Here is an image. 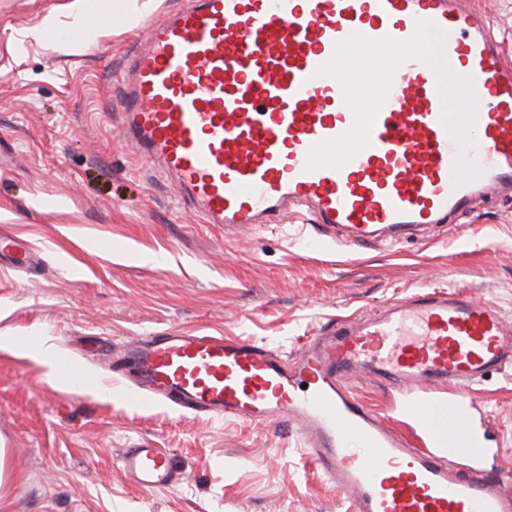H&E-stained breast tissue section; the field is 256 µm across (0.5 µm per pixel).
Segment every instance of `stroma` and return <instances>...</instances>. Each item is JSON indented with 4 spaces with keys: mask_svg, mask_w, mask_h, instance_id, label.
<instances>
[{
    "mask_svg": "<svg viewBox=\"0 0 512 512\" xmlns=\"http://www.w3.org/2000/svg\"><path fill=\"white\" fill-rule=\"evenodd\" d=\"M70 0H0V235L27 241L28 269L0 259V512H348L298 426L127 402L110 357L138 336L198 328L293 358L331 321H361L427 290H454L512 320V198L477 201L423 243L348 245L298 212L239 229L177 204L173 181L125 141L118 83L147 27L187 0H151L128 27L100 12L76 41ZM484 12L512 61V0ZM58 36L35 31L46 16ZM49 346L96 382L62 385ZM512 468V368L470 391ZM165 449L182 482L133 484L122 449Z\"/></svg>",
    "mask_w": 512,
    "mask_h": 512,
    "instance_id": "35a3bbf8",
    "label": "stroma"
}]
</instances>
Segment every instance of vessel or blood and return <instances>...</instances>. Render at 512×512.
I'll use <instances>...</instances> for the list:
<instances>
[{
	"label": "vessel or blood",
	"instance_id": "b4317fda",
	"mask_svg": "<svg viewBox=\"0 0 512 512\" xmlns=\"http://www.w3.org/2000/svg\"><path fill=\"white\" fill-rule=\"evenodd\" d=\"M370 86L357 109L342 50ZM124 131L197 205L235 228L304 206L360 245L449 224L512 194V69L485 20L456 0H188L153 23L122 81ZM31 264L0 237V256ZM134 401L299 424L351 512H512L466 389L512 366V323L456 291H428L341 321L286 360L249 339L167 331L133 341ZM397 390L395 421L350 385ZM359 443L361 453L350 450ZM139 487L179 481L168 453L121 452Z\"/></svg>",
	"mask_w": 512,
	"mask_h": 512
}]
</instances>
